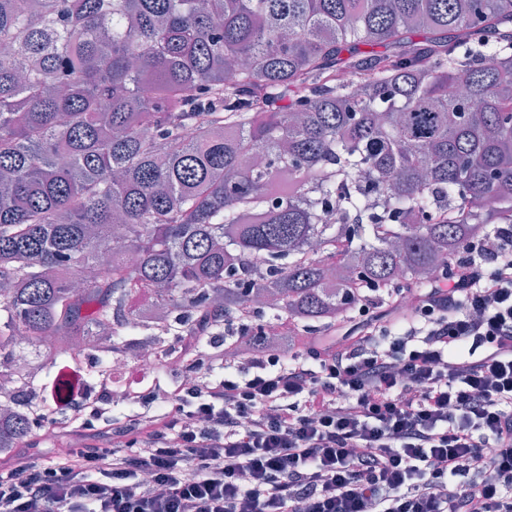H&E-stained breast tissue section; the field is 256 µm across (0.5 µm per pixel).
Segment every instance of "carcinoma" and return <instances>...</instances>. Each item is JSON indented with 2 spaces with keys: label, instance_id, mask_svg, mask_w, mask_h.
Instances as JSON below:
<instances>
[{
  "label": "carcinoma",
  "instance_id": "obj_1",
  "mask_svg": "<svg viewBox=\"0 0 512 512\" xmlns=\"http://www.w3.org/2000/svg\"><path fill=\"white\" fill-rule=\"evenodd\" d=\"M510 23L512 0H0V352H117L139 298L187 333L255 302L330 327L360 279L428 284L512 210ZM29 432L0 415V448Z\"/></svg>",
  "mask_w": 512,
  "mask_h": 512
}]
</instances>
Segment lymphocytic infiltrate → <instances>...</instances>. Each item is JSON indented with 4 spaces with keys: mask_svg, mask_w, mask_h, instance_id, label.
<instances>
[{
    "mask_svg": "<svg viewBox=\"0 0 512 512\" xmlns=\"http://www.w3.org/2000/svg\"><path fill=\"white\" fill-rule=\"evenodd\" d=\"M337 339L255 347L224 315L160 410L74 415L49 463L0 465V512H512V212L423 288L360 283ZM233 339L239 354H224Z\"/></svg>",
    "mask_w": 512,
    "mask_h": 512,
    "instance_id": "obj_1",
    "label": "lymphocytic infiltrate"
}]
</instances>
